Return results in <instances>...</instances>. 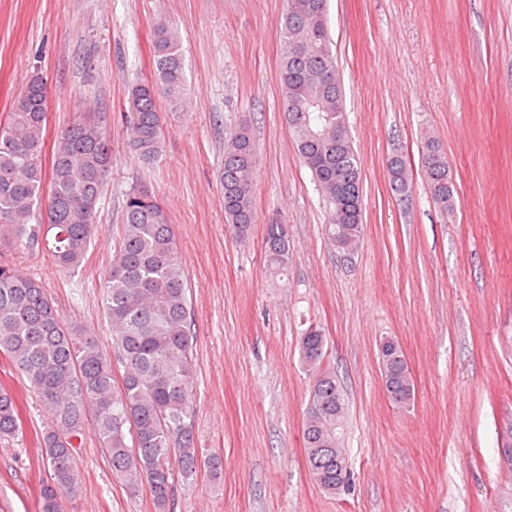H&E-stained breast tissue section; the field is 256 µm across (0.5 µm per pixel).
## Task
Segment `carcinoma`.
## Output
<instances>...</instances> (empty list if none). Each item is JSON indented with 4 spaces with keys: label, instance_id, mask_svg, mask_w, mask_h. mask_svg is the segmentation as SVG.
I'll return each mask as SVG.
<instances>
[{
    "label": "carcinoma",
    "instance_id": "carcinoma-1",
    "mask_svg": "<svg viewBox=\"0 0 512 512\" xmlns=\"http://www.w3.org/2000/svg\"><path fill=\"white\" fill-rule=\"evenodd\" d=\"M280 94L295 152L329 204L330 242L355 252L363 232V208L346 216L337 199L347 181L363 198L361 162L345 110L338 60L328 33L327 0H287L279 22ZM183 36L176 24L156 19L150 27L155 79L129 86L122 120L128 151L144 166L163 155L166 113L187 100ZM47 79L36 70L14 98L0 125V248L45 251L53 264L78 268L98 232L97 213L112 169V144L86 102L58 136L50 167L42 160L47 125ZM256 152L248 122L224 146L220 184L225 223L239 236L255 223ZM421 167L432 200L453 208L452 178L441 144L428 138ZM393 192L408 196L411 183L403 154L388 161ZM294 244L278 217L266 224L264 257L272 279L288 276ZM101 307L111 336L104 350L82 326L63 321L42 281L0 261V354L37 395L46 415L38 436L48 465L42 483L46 512L78 489L75 454L85 419L95 417L94 436L106 449L112 476L128 491L148 487L155 512H170L175 476L190 480L202 466L213 472L221 460L199 458L195 449L193 397L196 365L190 286L168 209L145 185L126 194L119 242L100 284ZM328 337L310 326L300 337V361L312 378L303 421L306 464L324 492L349 489L343 448L346 400L336 372L325 363ZM385 376L414 396L411 371L396 341L380 342ZM22 431L13 395L0 389V441Z\"/></svg>",
    "mask_w": 512,
    "mask_h": 512
}]
</instances>
